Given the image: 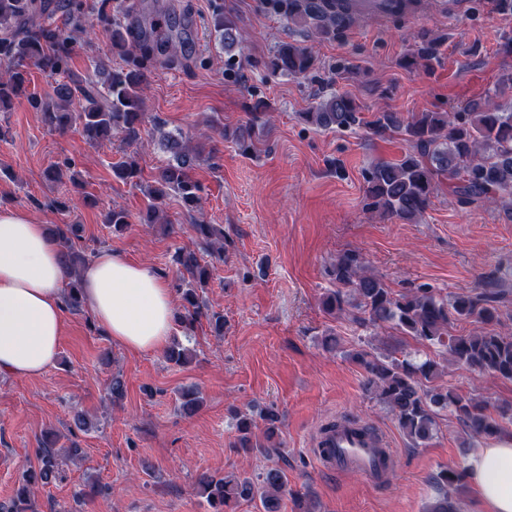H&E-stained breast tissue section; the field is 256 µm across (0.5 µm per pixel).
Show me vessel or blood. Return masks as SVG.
Wrapping results in <instances>:
<instances>
[{
  "mask_svg": "<svg viewBox=\"0 0 512 512\" xmlns=\"http://www.w3.org/2000/svg\"><path fill=\"white\" fill-rule=\"evenodd\" d=\"M312 453L321 467L357 473L374 484L387 478L395 464L387 436L380 431L365 432L356 425L320 432Z\"/></svg>",
  "mask_w": 512,
  "mask_h": 512,
  "instance_id": "obj_1",
  "label": "vessel or blood"
}]
</instances>
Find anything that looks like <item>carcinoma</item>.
Segmentation results:
<instances>
[{"mask_svg": "<svg viewBox=\"0 0 512 512\" xmlns=\"http://www.w3.org/2000/svg\"><path fill=\"white\" fill-rule=\"evenodd\" d=\"M271 9L288 22V26L314 38H336L356 19L351 0H269ZM421 0H379L378 13L400 17L415 12ZM66 17L73 28L82 27L83 8L80 0H0V63L7 64L0 73V108L24 88L26 68L34 64L52 73H67L76 44L67 28L38 18L47 9ZM127 14L103 13L99 23L108 36L112 54L124 65L102 72L101 90L82 87L71 79L58 84L54 100L28 98L33 109L40 112L45 126L55 132L72 127L81 130L85 141L94 146L121 133L129 141L140 139L144 121V90L159 60L154 41L126 24ZM213 31L223 43L224 54L236 60L241 68L244 59H235L241 49L238 20L222 11L213 17ZM419 43L404 57L409 69H430L440 59V42L425 34L417 35ZM186 39L177 36L169 43L164 59L168 66L183 63ZM267 68L280 75L312 79L316 70L313 46L299 41L280 43L266 61ZM81 93L85 106L75 112L70 105L75 93ZM499 89L488 93L484 102L474 103L461 112H418L407 118L396 112H379L370 122L362 117V107L347 93L331 92L319 97L302 119L316 127L348 130L365 125L377 135L396 133L403 136L408 150L403 158L380 161L365 171L366 197L369 207L389 219L416 224L424 216L438 182L442 178H459L450 185V193L463 207L500 204L512 210V107L504 110L493 97ZM269 109L263 101L255 105L249 122L233 130L223 129L224 139L232 141L248 154L270 131L262 115ZM157 144L169 155L158 172L154 184L147 187L148 205L141 221L159 224L168 230L171 224L162 206L171 196L178 198L185 212L192 216L201 203L202 186L192 172L202 159L204 148L180 132L156 128ZM116 178L137 184L141 170L131 159L112 168ZM105 223L114 233H122L130 224L129 214L122 209L107 213ZM199 248H181L171 258L180 275H186L193 286L175 285L180 306L175 320L189 335L194 323L203 315L206 303L198 288L212 278L213 266L203 255L224 260V228L219 224L196 221L192 224ZM61 249L67 270L68 284L64 302L78 311L82 307L80 276L89 256L79 244V224H57L52 228ZM336 288L329 290L322 304L330 313L353 310V319L361 327L390 326L406 336L422 342L447 347L450 360L473 373L512 381V336L482 329L469 335L451 336L449 327L459 320L489 325L501 320L500 291L491 280H482L475 291L444 298L427 285H420L406 294L396 295L381 278L370 272L360 253L347 251L338 256L330 268ZM167 361L185 364L190 350L173 342L165 351ZM365 372V387L395 416L402 431L415 447L429 441L437 426L438 413L450 410L457 414L474 436L497 437L504 425L512 423V409L499 408L492 413L489 406L471 396L452 389L433 386L441 375L439 364L431 359H399L362 350L354 354ZM263 429H258L252 416L236 413L237 437L234 447L244 452L264 448L281 454L280 417L273 409L261 415ZM77 457L76 451L60 453L56 442L47 438L40 448L38 466L22 475L16 497L0 512H33L31 491L63 478L67 462ZM466 480L465 471L447 468L436 476L442 497L428 506V512H458L452 494L459 492ZM211 512H232L241 500H259L263 512H280L282 502L291 498L295 512H314L303 496L288 494V483L282 470L269 467L256 477H234L203 472L197 481Z\"/></svg>", "mask_w": 512, "mask_h": 512, "instance_id": "cac0c4a2", "label": "carcinoma"}]
</instances>
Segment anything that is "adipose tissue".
<instances>
[{"instance_id":"obj_1","label":"adipose tissue","mask_w":512,"mask_h":512,"mask_svg":"<svg viewBox=\"0 0 512 512\" xmlns=\"http://www.w3.org/2000/svg\"><path fill=\"white\" fill-rule=\"evenodd\" d=\"M59 250L46 225L27 212L0 211V374L38 376L57 360L67 281ZM81 294L106 335L130 351L160 350L173 332L167 281L118 253L92 258ZM468 472L487 512H512L511 436L475 453Z\"/></svg>"}]
</instances>
